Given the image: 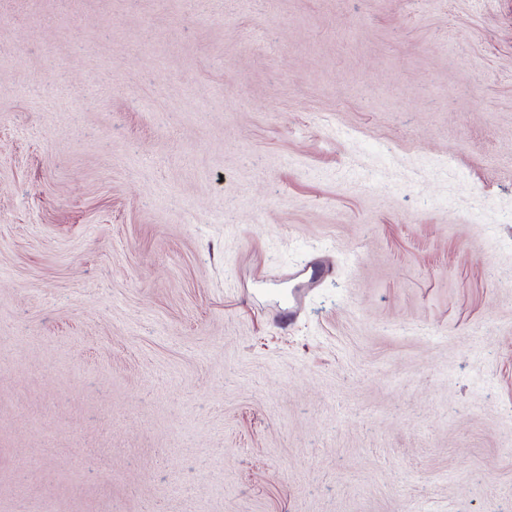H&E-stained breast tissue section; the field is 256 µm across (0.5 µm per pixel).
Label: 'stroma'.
I'll return each mask as SVG.
<instances>
[{"label": "stroma", "instance_id": "stroma-1", "mask_svg": "<svg viewBox=\"0 0 512 512\" xmlns=\"http://www.w3.org/2000/svg\"><path fill=\"white\" fill-rule=\"evenodd\" d=\"M0 512H512V0H0Z\"/></svg>", "mask_w": 512, "mask_h": 512}]
</instances>
